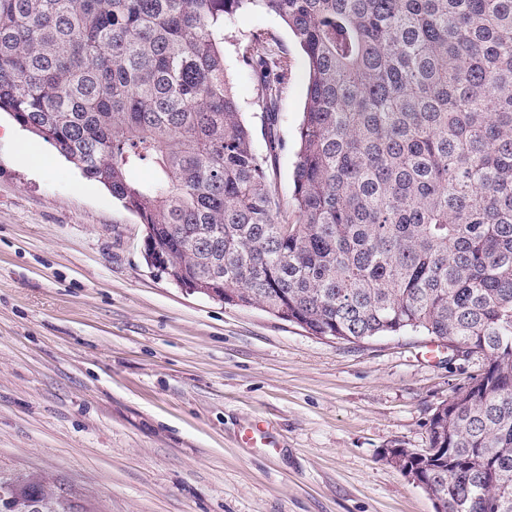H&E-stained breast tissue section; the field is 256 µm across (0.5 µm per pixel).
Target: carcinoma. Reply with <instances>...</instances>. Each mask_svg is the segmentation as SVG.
<instances>
[{"mask_svg": "<svg viewBox=\"0 0 512 512\" xmlns=\"http://www.w3.org/2000/svg\"><path fill=\"white\" fill-rule=\"evenodd\" d=\"M248 4L307 61L293 224L226 73ZM242 63L272 149L283 60L256 34ZM0 112L148 225L182 287L314 336L491 356L431 418L429 494L512 512V0H0ZM2 496L75 512L34 472L0 471Z\"/></svg>", "mask_w": 512, "mask_h": 512, "instance_id": "1", "label": "carcinoma"}]
</instances>
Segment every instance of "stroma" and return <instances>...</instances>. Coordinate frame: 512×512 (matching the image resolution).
<instances>
[{
    "label": "stroma",
    "mask_w": 512,
    "mask_h": 512,
    "mask_svg": "<svg viewBox=\"0 0 512 512\" xmlns=\"http://www.w3.org/2000/svg\"><path fill=\"white\" fill-rule=\"evenodd\" d=\"M224 58L280 205L293 191L307 86L274 14L228 22ZM288 57L268 153L252 34ZM0 113V470L35 472L77 512H435L384 457L423 448L429 422L483 360L407 333L322 339L263 308L219 304L148 265L144 226L65 158L36 170ZM269 427L276 445L241 433Z\"/></svg>",
    "instance_id": "1"
}]
</instances>
